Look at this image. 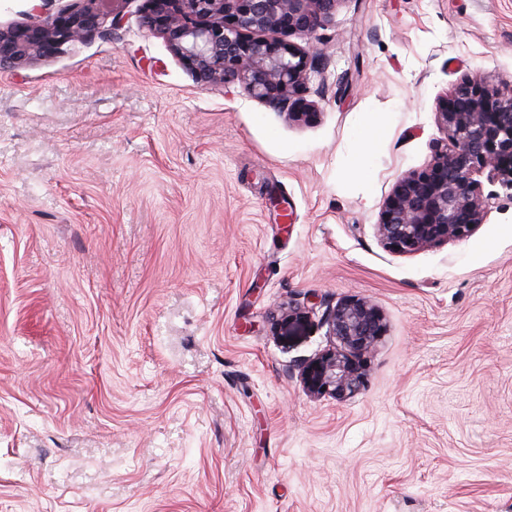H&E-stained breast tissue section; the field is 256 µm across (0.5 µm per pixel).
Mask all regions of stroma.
<instances>
[{
  "mask_svg": "<svg viewBox=\"0 0 512 512\" xmlns=\"http://www.w3.org/2000/svg\"><path fill=\"white\" fill-rule=\"evenodd\" d=\"M142 6L0 71V512H512V199L415 254L375 230L453 86L512 85V0H341L302 121L198 84ZM345 296L387 331L314 398Z\"/></svg>",
  "mask_w": 512,
  "mask_h": 512,
  "instance_id": "obj_1",
  "label": "stroma"
}]
</instances>
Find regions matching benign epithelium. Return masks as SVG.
I'll list each match as a JSON object with an SVG mask.
<instances>
[{
  "instance_id": "1",
  "label": "benign epithelium",
  "mask_w": 512,
  "mask_h": 512,
  "mask_svg": "<svg viewBox=\"0 0 512 512\" xmlns=\"http://www.w3.org/2000/svg\"><path fill=\"white\" fill-rule=\"evenodd\" d=\"M124 0H77L53 17L0 30V70L35 56L59 54L63 46L112 31L102 27L106 5L112 26L121 21ZM342 0H144L142 23L167 41L182 65L203 86L239 83L251 98L311 116L303 102L309 72L320 53L289 40L311 38L336 14ZM445 142L424 170L395 181L376 224L389 250L414 254L469 237L500 194L512 199V88L504 91L474 75L462 78L436 112ZM499 187L488 193L483 183ZM304 313L292 306L272 320L290 333ZM335 345L306 362L301 381L315 398L343 401L364 384L361 358L374 353L385 335L379 307L364 297H346L323 319Z\"/></svg>"
}]
</instances>
